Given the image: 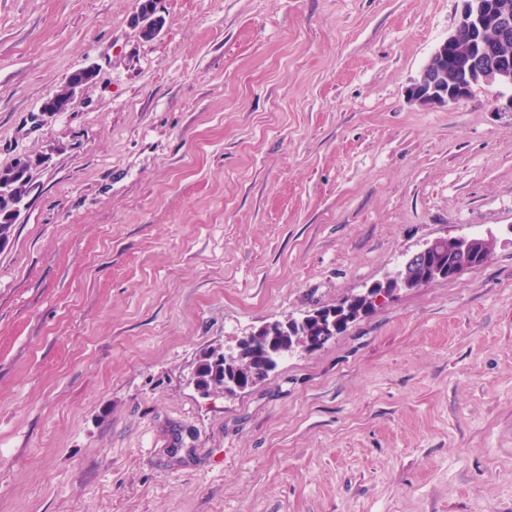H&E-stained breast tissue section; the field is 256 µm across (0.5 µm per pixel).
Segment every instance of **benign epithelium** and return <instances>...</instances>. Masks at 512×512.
<instances>
[{
    "label": "benign epithelium",
    "mask_w": 512,
    "mask_h": 512,
    "mask_svg": "<svg viewBox=\"0 0 512 512\" xmlns=\"http://www.w3.org/2000/svg\"><path fill=\"white\" fill-rule=\"evenodd\" d=\"M462 8L455 29L448 38L432 53L422 68L418 79L409 87L412 99L425 106H445L468 98L472 93L473 76L487 83L512 86V59L497 53L488 44H482L480 53L468 55L461 60L455 70L448 69V55L459 49L460 32L468 29L472 36L485 30L506 26V14L497 11L495 0H461ZM496 241L491 236L471 235L457 238L436 237L406 258L402 267L380 283H375L360 294L364 299L379 286L391 289V294L401 290L421 288L436 280H451L464 272L485 264L492 256ZM336 308L315 309L308 318L267 322L264 327L280 332L265 342L258 336V330H252L236 339L233 348L213 351L216 360H224L228 365L243 357L254 354L263 358V372L243 382L238 379L224 378L220 385L212 384L206 388L196 386L202 394H208L217 388L224 394H234L252 387L267 378L266 371L271 360L278 358L286 350L312 352L320 348L326 340L332 338L342 327L337 324ZM316 321L322 328L320 336H304L303 327Z\"/></svg>",
    "instance_id": "1"
}]
</instances>
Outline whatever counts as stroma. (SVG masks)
I'll return each instance as SVG.
<instances>
[{
    "mask_svg": "<svg viewBox=\"0 0 512 512\" xmlns=\"http://www.w3.org/2000/svg\"><path fill=\"white\" fill-rule=\"evenodd\" d=\"M138 7L0 0V170L44 163L0 249V512H512V87L408 93L459 0H156L150 41ZM475 232L484 265L194 389ZM334 312H336V307L328 309H315L300 321L288 319L284 321L275 320L272 322H267L259 328L252 330L243 336H239L236 339L233 348L229 350L224 349V351L223 349L221 350V348L213 350L212 352L216 357V363L221 360V356L224 353V366L220 372V377L222 379L224 378V367H226V365L234 361L238 362L249 354L260 355L263 358V373H256L254 377L247 382L226 377L224 378V382L222 384L214 383L210 386V388L199 386L198 383L194 380L193 384L196 390L205 395L213 391L215 387H218V390L221 393L230 395L261 383L268 377L266 372L272 365L271 360L273 358H278V356H280L283 351L288 352V347L290 352L296 350L312 352L324 345L328 338L331 339L332 336H335L337 332L342 330L343 327L337 324V318ZM325 316H327L326 322H324ZM314 319H316L320 324L323 330L322 335L304 336L301 334L300 336L302 328L313 322ZM265 327L275 329L276 332H282L283 336H272L271 342L267 343L261 339V336H257L258 332ZM288 332L292 335V343H289ZM293 333L298 334L294 336ZM299 337L303 339V342H298ZM238 368L242 370L243 373H245L251 369V366L245 360H241L238 364Z\"/></svg>",
    "mask_w": 512,
    "mask_h": 512,
    "instance_id": "1",
    "label": "stroma"
}]
</instances>
